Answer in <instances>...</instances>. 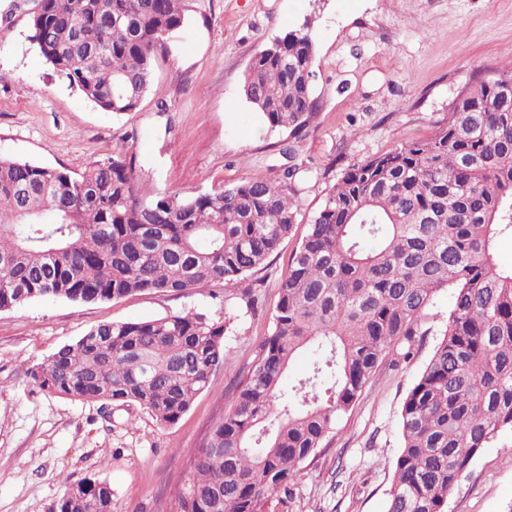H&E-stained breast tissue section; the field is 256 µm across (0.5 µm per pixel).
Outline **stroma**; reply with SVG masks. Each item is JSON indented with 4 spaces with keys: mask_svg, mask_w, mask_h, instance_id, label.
I'll use <instances>...</instances> for the list:
<instances>
[{
    "mask_svg": "<svg viewBox=\"0 0 512 512\" xmlns=\"http://www.w3.org/2000/svg\"><path fill=\"white\" fill-rule=\"evenodd\" d=\"M187 25L156 54L135 112H106L70 88L16 13L0 31V156L80 172L135 156L155 190L195 195L283 167L306 171L295 236L257 274L249 309L242 285L174 297L105 302L36 300L0 311V512H51L65 477L112 489V512H163L191 476L189 448L223 414L224 388L272 329L277 285L328 190L347 166L431 135L480 66L512 56V0H189ZM309 26L316 43L314 132L290 154L242 93L253 57L274 37ZM452 304L440 292L419 322L415 355L386 358L341 417L327 448L302 466L288 512H386L400 449L402 403L441 339ZM195 309L230 318L224 367L171 426L130 404L40 391L29 367L106 322ZM447 512H512V434L474 461Z\"/></svg>",
    "mask_w": 512,
    "mask_h": 512,
    "instance_id": "1",
    "label": "stroma"
}]
</instances>
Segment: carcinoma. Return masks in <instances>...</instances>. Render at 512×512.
<instances>
[{
  "label": "carcinoma",
  "instance_id": "1",
  "mask_svg": "<svg viewBox=\"0 0 512 512\" xmlns=\"http://www.w3.org/2000/svg\"><path fill=\"white\" fill-rule=\"evenodd\" d=\"M31 38L70 87L116 115L135 111L187 0H38ZM309 26L252 60L243 95L268 129L314 130ZM512 59L478 69L433 134L344 169L278 284L272 332L224 390L227 411L188 451L193 475L166 512H285L301 465L391 350L418 335L437 294L443 338L401 408L386 512H446L483 448L512 433V111L498 92ZM296 166L181 196L147 186L133 156L82 172L0 156V310L33 300L185 295L265 268L297 224ZM229 323L195 309L102 323L27 369L44 392L129 403L176 424L224 367ZM308 372L284 382L293 360ZM64 479L55 512H112V489Z\"/></svg>",
  "mask_w": 512,
  "mask_h": 512
}]
</instances>
